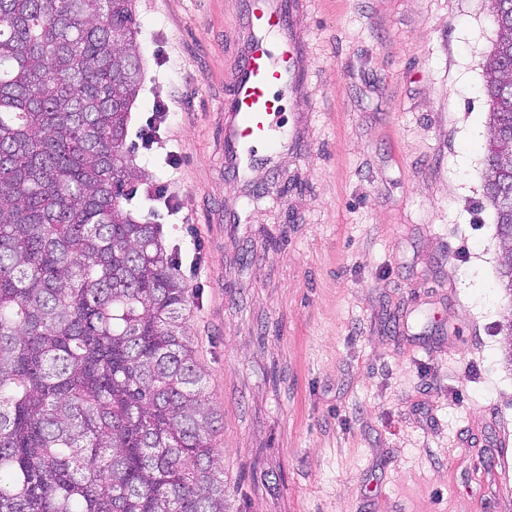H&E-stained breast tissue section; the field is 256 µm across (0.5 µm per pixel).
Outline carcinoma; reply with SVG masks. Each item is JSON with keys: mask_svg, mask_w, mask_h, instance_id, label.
I'll use <instances>...</instances> for the list:
<instances>
[{"mask_svg": "<svg viewBox=\"0 0 512 512\" xmlns=\"http://www.w3.org/2000/svg\"><path fill=\"white\" fill-rule=\"evenodd\" d=\"M134 0H0V512H227L217 414L157 224L123 206ZM483 64L512 304V0Z\"/></svg>", "mask_w": 512, "mask_h": 512, "instance_id": "carcinoma-1", "label": "carcinoma"}]
</instances>
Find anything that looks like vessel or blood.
I'll return each mask as SVG.
<instances>
[{
	"label": "vessel or blood",
	"mask_w": 512,
	"mask_h": 512,
	"mask_svg": "<svg viewBox=\"0 0 512 512\" xmlns=\"http://www.w3.org/2000/svg\"><path fill=\"white\" fill-rule=\"evenodd\" d=\"M245 16L253 37L224 103V169L242 180L256 166L271 163L282 146L285 135L278 118L283 92L297 80L286 41L287 0H249Z\"/></svg>",
	"instance_id": "obj_1"
}]
</instances>
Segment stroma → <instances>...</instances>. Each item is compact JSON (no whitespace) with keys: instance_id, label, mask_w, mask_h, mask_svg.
Masks as SVG:
<instances>
[{"instance_id":"35a3bbf8","label":"stroma","mask_w":512,"mask_h":512,"mask_svg":"<svg viewBox=\"0 0 512 512\" xmlns=\"http://www.w3.org/2000/svg\"><path fill=\"white\" fill-rule=\"evenodd\" d=\"M245 2L135 0L125 204L188 289L231 512H512L488 0H293L294 137L246 183L220 137Z\"/></svg>"}]
</instances>
